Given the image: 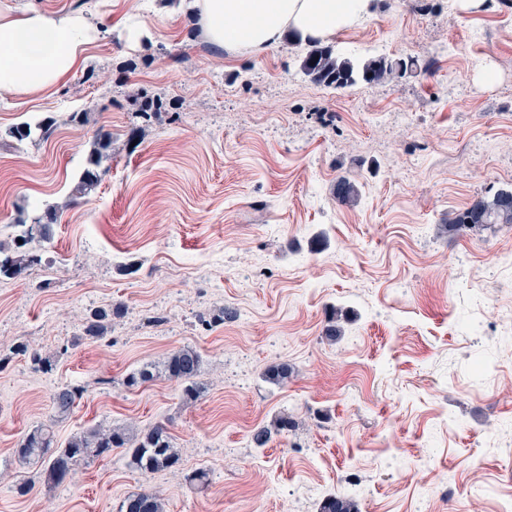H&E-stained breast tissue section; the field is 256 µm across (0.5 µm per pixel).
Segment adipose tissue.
Wrapping results in <instances>:
<instances>
[{
    "label": "adipose tissue",
    "mask_w": 512,
    "mask_h": 512,
    "mask_svg": "<svg viewBox=\"0 0 512 512\" xmlns=\"http://www.w3.org/2000/svg\"><path fill=\"white\" fill-rule=\"evenodd\" d=\"M195 8L211 44L258 56L291 32L326 40L366 16L371 0H195ZM94 35L80 14L0 13V93H51L84 62Z\"/></svg>",
    "instance_id": "obj_1"
}]
</instances>
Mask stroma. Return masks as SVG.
<instances>
[{"instance_id":"1","label":"stroma","mask_w":512,"mask_h":512,"mask_svg":"<svg viewBox=\"0 0 512 512\" xmlns=\"http://www.w3.org/2000/svg\"><path fill=\"white\" fill-rule=\"evenodd\" d=\"M29 6L89 16L98 36L52 95L0 93V240L61 208L42 264L0 280V512H118L144 491L165 512H318L332 493L359 512L511 507L512 271L492 260L512 252V224L448 219L512 187V0H372L328 46L418 67L342 90L312 82L288 40L260 56L213 46L192 0H0ZM132 13L147 37L130 38ZM47 116L50 137L10 136ZM101 129L112 155L72 198ZM342 177L354 204L334 195ZM116 304L105 338L82 337ZM19 341L56 355L53 371L11 355ZM187 345L203 360L196 402L162 373L125 386ZM279 363L291 377L266 382ZM64 384L84 394L59 417ZM282 415L295 428L257 447ZM159 423L178 470L142 473L116 449L51 486L14 454L39 425L61 446ZM199 469L209 483L191 487Z\"/></svg>"}]
</instances>
